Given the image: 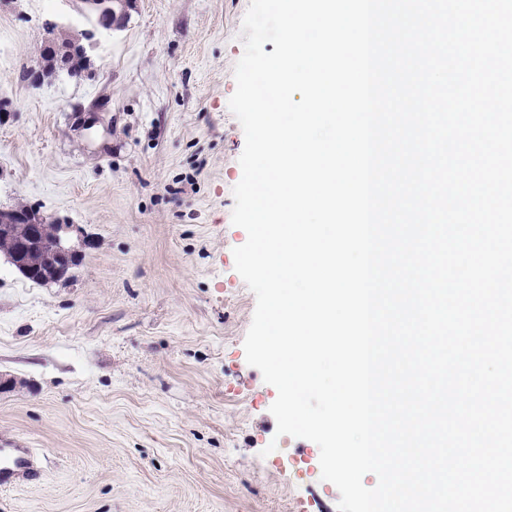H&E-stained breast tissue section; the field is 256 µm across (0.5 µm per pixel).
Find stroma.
<instances>
[{"label": "stroma", "mask_w": 512, "mask_h": 512, "mask_svg": "<svg viewBox=\"0 0 512 512\" xmlns=\"http://www.w3.org/2000/svg\"><path fill=\"white\" fill-rule=\"evenodd\" d=\"M248 6L136 0L106 32L71 0H0V208L77 225L80 254L41 285L0 254V446L41 463L0 512H337L245 357L229 99ZM55 23L91 34L82 77L30 76Z\"/></svg>", "instance_id": "35a3bbf8"}]
</instances>
